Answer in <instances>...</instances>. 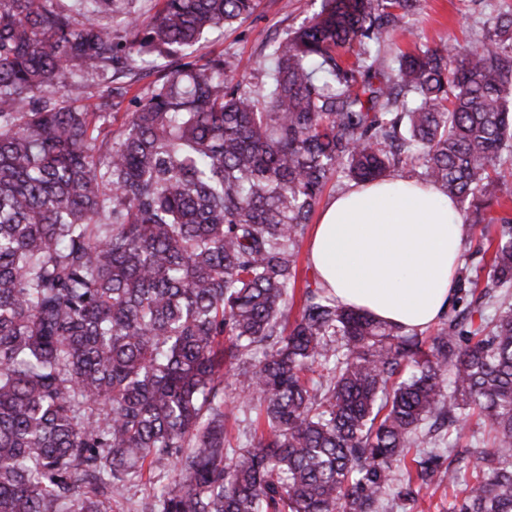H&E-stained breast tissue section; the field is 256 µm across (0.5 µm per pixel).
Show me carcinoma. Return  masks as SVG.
Segmentation results:
<instances>
[{
  "instance_id": "cac0c4a2",
  "label": "carcinoma",
  "mask_w": 512,
  "mask_h": 512,
  "mask_svg": "<svg viewBox=\"0 0 512 512\" xmlns=\"http://www.w3.org/2000/svg\"><path fill=\"white\" fill-rule=\"evenodd\" d=\"M418 2L321 0L265 45L274 71L253 84L195 52L258 0H154L145 19L129 0H0V512H112L164 460L174 480L142 512H381L436 477L448 512H512V219L490 214L512 153V14L480 47L375 69ZM139 69L159 76L102 134ZM89 77L112 97L66 90ZM405 158L467 205L463 242L500 224L477 250L492 287L459 268L433 336L315 281L290 318L327 183ZM226 370L263 420L236 450ZM474 417L488 439L458 453Z\"/></svg>"
}]
</instances>
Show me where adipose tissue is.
Listing matches in <instances>:
<instances>
[{
    "mask_svg": "<svg viewBox=\"0 0 512 512\" xmlns=\"http://www.w3.org/2000/svg\"><path fill=\"white\" fill-rule=\"evenodd\" d=\"M462 223L456 202L433 185L392 177L354 185L322 211L310 262L338 302L424 329L452 302Z\"/></svg>",
    "mask_w": 512,
    "mask_h": 512,
    "instance_id": "adipose-tissue-1",
    "label": "adipose tissue"
}]
</instances>
